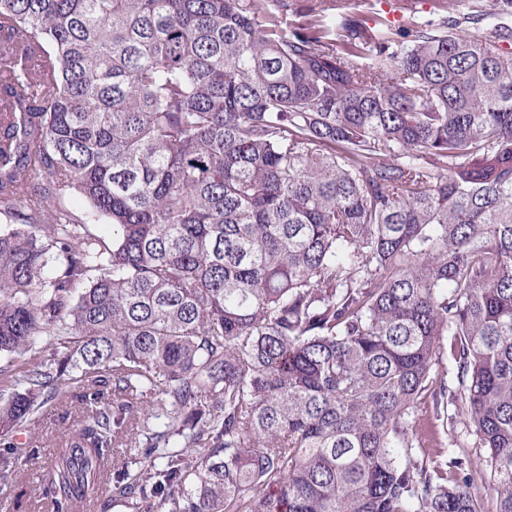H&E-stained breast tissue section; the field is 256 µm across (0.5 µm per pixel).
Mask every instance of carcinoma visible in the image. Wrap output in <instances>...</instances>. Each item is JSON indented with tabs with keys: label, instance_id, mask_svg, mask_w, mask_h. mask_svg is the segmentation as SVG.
Listing matches in <instances>:
<instances>
[{
	"label": "carcinoma",
	"instance_id": "1",
	"mask_svg": "<svg viewBox=\"0 0 512 512\" xmlns=\"http://www.w3.org/2000/svg\"><path fill=\"white\" fill-rule=\"evenodd\" d=\"M496 2L289 32L286 0H0V437L76 401L57 508L143 448L136 512H486L479 478L512 512ZM460 424L478 462L414 454Z\"/></svg>",
	"mask_w": 512,
	"mask_h": 512
}]
</instances>
